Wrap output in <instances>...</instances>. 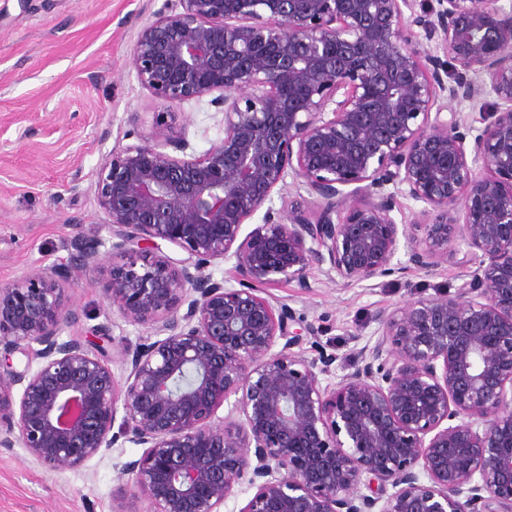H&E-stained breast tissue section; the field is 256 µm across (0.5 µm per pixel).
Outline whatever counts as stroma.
<instances>
[{
	"mask_svg": "<svg viewBox=\"0 0 512 512\" xmlns=\"http://www.w3.org/2000/svg\"><path fill=\"white\" fill-rule=\"evenodd\" d=\"M167 0H0V284L42 267H57L69 304L79 315L72 336L109 330L114 351L153 335L128 322L107 301L112 265L123 255L100 249L98 270L71 263L72 224L85 236L106 237L95 172L112 148L170 134L200 155L223 137L222 116L210 96L161 104L140 84L128 59L140 28ZM139 113L131 124L130 113ZM309 288L262 286L304 322L326 327L338 354L351 335H370L379 309L454 292L463 279L456 259L426 273L336 285L313 269ZM140 446L123 443L85 467L58 473L24 448L0 447V512H148L145 493H132L124 472Z\"/></svg>",
	"mask_w": 512,
	"mask_h": 512,
	"instance_id": "1",
	"label": "stroma"
}]
</instances>
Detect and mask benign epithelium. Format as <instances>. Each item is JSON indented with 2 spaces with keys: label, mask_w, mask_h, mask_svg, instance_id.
Returning <instances> with one entry per match:
<instances>
[{
  "label": "benign epithelium",
  "mask_w": 512,
  "mask_h": 512,
  "mask_svg": "<svg viewBox=\"0 0 512 512\" xmlns=\"http://www.w3.org/2000/svg\"><path fill=\"white\" fill-rule=\"evenodd\" d=\"M436 2L172 0L142 26L140 84L170 106L212 94L224 124L198 157L146 139L96 171L112 248L146 256L112 267L106 298L157 339L121 351V384L106 330L61 339L79 315L58 268L1 284L0 447L67 472L134 443L152 512H221L244 481L239 512H512V8ZM448 99L480 103L473 142ZM288 175L310 199L276 210ZM403 185L430 218L408 262L461 243L464 282L379 311L338 377L326 330L258 286L404 273ZM72 229L71 261L96 269L104 242ZM228 258L232 287L208 272ZM231 396L241 420L214 424Z\"/></svg>",
  "instance_id": "1"
}]
</instances>
